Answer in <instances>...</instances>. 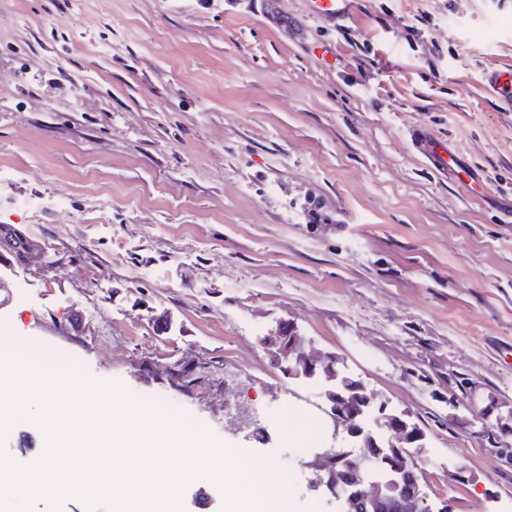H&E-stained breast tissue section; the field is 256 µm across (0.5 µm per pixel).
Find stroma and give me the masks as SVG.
Segmentation results:
<instances>
[{
  "label": "stroma",
  "instance_id": "35a3bbf8",
  "mask_svg": "<svg viewBox=\"0 0 512 512\" xmlns=\"http://www.w3.org/2000/svg\"><path fill=\"white\" fill-rule=\"evenodd\" d=\"M503 66L512 0H358L344 28L305 0H0V224L47 252L0 272V338L275 468L288 512H341L305 467L344 435L323 383L259 343L291 320L423 429L427 512H512V464L487 440L512 447V107L484 81ZM413 125L484 181L435 176ZM144 359L208 370L182 393ZM241 406L258 437L235 433ZM42 438L12 426L6 453L30 465Z\"/></svg>",
  "mask_w": 512,
  "mask_h": 512
}]
</instances>
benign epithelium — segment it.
Segmentation results:
<instances>
[{"mask_svg":"<svg viewBox=\"0 0 512 512\" xmlns=\"http://www.w3.org/2000/svg\"><path fill=\"white\" fill-rule=\"evenodd\" d=\"M18 238L25 240L27 236L19 228L0 226L1 267L35 266L44 259L45 252L36 241H29L24 252L17 250ZM262 344L280 368L285 363L295 364L303 368L305 377L311 378L322 366L326 381L340 376L327 362L328 354L306 351L304 337L289 320L280 321L263 336ZM347 381L356 397H339L326 414L333 428L341 427L346 432L348 446L314 453L306 462L310 484L318 489H339L349 500H356L373 512H420L425 499L422 475L407 465L411 454L403 447L411 424L409 413L390 409L368 392L361 380L350 376ZM372 413L388 433L387 438H380L369 425L368 416ZM386 487L392 494L384 492Z\"/></svg>","mask_w":512,"mask_h":512,"instance_id":"obj_1","label":"benign epithelium"}]
</instances>
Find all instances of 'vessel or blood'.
Wrapping results in <instances>:
<instances>
[{
    "instance_id": "obj_1",
    "label": "vessel or blood",
    "mask_w": 512,
    "mask_h": 512,
    "mask_svg": "<svg viewBox=\"0 0 512 512\" xmlns=\"http://www.w3.org/2000/svg\"><path fill=\"white\" fill-rule=\"evenodd\" d=\"M310 11L317 17H333L339 23H346L355 2L354 0H307ZM486 83L495 97L512 105V69L496 68L488 72ZM410 147L441 178L449 182H459L460 178L479 180L476 166L459 154L452 141L443 139L425 128L410 129L406 136Z\"/></svg>"
}]
</instances>
